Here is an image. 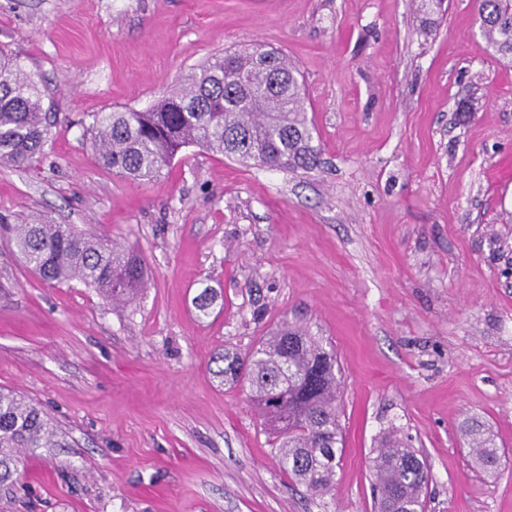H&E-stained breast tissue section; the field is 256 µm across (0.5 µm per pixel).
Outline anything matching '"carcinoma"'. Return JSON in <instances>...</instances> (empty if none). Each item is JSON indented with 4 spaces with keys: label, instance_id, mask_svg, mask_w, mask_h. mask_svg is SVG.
<instances>
[{
    "label": "carcinoma",
    "instance_id": "1",
    "mask_svg": "<svg viewBox=\"0 0 512 512\" xmlns=\"http://www.w3.org/2000/svg\"><path fill=\"white\" fill-rule=\"evenodd\" d=\"M477 17L493 55L512 64V0H478ZM300 73L266 44L227 52L186 73L180 85L145 110L96 112L90 128L102 166L135 182H150L184 148L200 146L249 167L311 170L320 163L306 119ZM36 76L19 56L0 50V163L22 168L48 141L56 116L43 105ZM6 235L42 280H73L115 303L134 301L146 286L144 259L69 224L34 216L23 224L0 218ZM221 381L249 386L250 398L276 435L275 456L314 495L331 493L342 443L336 352L308 328L284 319L247 352L213 357ZM475 464L492 471L498 448L473 437ZM65 443L36 404L0 390V490L20 477L24 455ZM375 508L426 512L431 474L418 450L389 434L371 457Z\"/></svg>",
    "mask_w": 512,
    "mask_h": 512
}]
</instances>
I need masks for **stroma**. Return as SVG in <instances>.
Instances as JSON below:
<instances>
[{
	"mask_svg": "<svg viewBox=\"0 0 512 512\" xmlns=\"http://www.w3.org/2000/svg\"><path fill=\"white\" fill-rule=\"evenodd\" d=\"M475 18L474 0H0V49L58 120L38 162L0 165V213L74 225L149 270L115 305L43 282L0 238V390L66 441L27 456L0 512H374L370 458L392 428L430 467L427 512H512V67ZM257 42L303 75L317 168L193 146L140 184L95 161L93 113L146 108ZM284 317L341 369L322 499L281 469L248 386L213 375L216 352ZM473 444L475 445V464L485 471H493L498 462V448L488 437H481L479 434H473Z\"/></svg>",
	"mask_w": 512,
	"mask_h": 512,
	"instance_id": "obj_1",
	"label": "stroma"
}]
</instances>
